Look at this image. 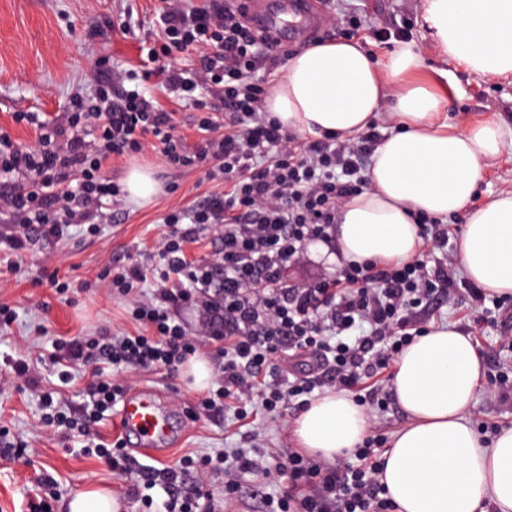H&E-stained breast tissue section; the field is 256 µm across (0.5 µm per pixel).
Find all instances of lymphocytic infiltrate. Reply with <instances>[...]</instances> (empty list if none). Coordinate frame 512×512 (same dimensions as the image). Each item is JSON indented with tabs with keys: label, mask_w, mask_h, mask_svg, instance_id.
<instances>
[{
	"label": "lymphocytic infiltrate",
	"mask_w": 512,
	"mask_h": 512,
	"mask_svg": "<svg viewBox=\"0 0 512 512\" xmlns=\"http://www.w3.org/2000/svg\"><path fill=\"white\" fill-rule=\"evenodd\" d=\"M162 2L161 34L145 43L148 62L191 48L207 50L194 73L164 72L171 93L204 89L219 99L200 116L197 142L176 134L172 114L152 96L125 88L122 74L98 86L91 98L71 102L62 120L15 113L16 123L36 129L37 147H16L0 133V185L9 188L17 216L0 245L15 252L37 239L62 238L82 224L98 232L108 220L103 203L123 194L121 184L103 174L104 161L139 153L146 141H154L169 166L224 179L223 195L164 217L168 231L153 272L136 264L113 272L108 286L116 296L129 295L145 280L154 282L151 295L131 310L138 333L53 342L52 364L93 369L85 388L89 402L81 417L70 420L71 429L97 436V423L123 395L121 385L105 378L108 366L174 372L207 345L217 373L201 400L206 410L218 414L231 403L244 419L257 404L276 415L307 404L315 393L375 378L422 332L434 306L465 304L469 321L477 325L492 313H512L511 298L490 295L460 277L447 224L425 214L416 222L426 244L441 249L438 260L344 259L334 277L288 283L285 272L303 259L310 242L335 248L338 208L368 188L365 167L381 134L372 127L351 139L299 143L264 112L270 87L259 66L277 64L284 50L229 2L207 10L186 9L183 0ZM68 180L72 188L61 190ZM207 226L218 229L219 246L211 260L190 264L186 247ZM175 275L182 277V287H171ZM198 302L204 313L192 332L175 310ZM377 445L367 440L353 459L333 463L297 448L279 449L289 486L287 494L268 497L269 512H393L378 480ZM97 452L115 474L135 473L128 497L160 489L164 498L157 512H216L213 493L199 483L188 485L191 473L223 474L224 501L230 504L239 497L241 473L266 471L264 457L242 448L216 460L186 458L175 468L136 471L129 458L115 459L105 445Z\"/></svg>",
	"instance_id": "1"
}]
</instances>
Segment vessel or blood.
Returning <instances> with one entry per match:
<instances>
[{
  "mask_svg": "<svg viewBox=\"0 0 512 512\" xmlns=\"http://www.w3.org/2000/svg\"><path fill=\"white\" fill-rule=\"evenodd\" d=\"M243 10L264 34L281 41L280 28L267 17L260 0H245ZM288 15L299 34L308 38L318 35L322 20L320 0H288ZM113 424L122 439L135 442L139 454L158 460L164 456L165 446L173 442L176 419L157 390L143 387L125 397Z\"/></svg>",
  "mask_w": 512,
  "mask_h": 512,
  "instance_id": "vessel-or-blood-1",
  "label": "vessel or blood"
}]
</instances>
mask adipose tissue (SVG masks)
<instances>
[{"label": "adipose tissue", "instance_id": "ef3b65f1", "mask_svg": "<svg viewBox=\"0 0 512 512\" xmlns=\"http://www.w3.org/2000/svg\"><path fill=\"white\" fill-rule=\"evenodd\" d=\"M433 49L483 76L512 75V0H422ZM421 48L401 41L376 63L360 40L316 43L288 55L265 101L285 129L347 139L375 122L397 133L375 148L370 189L343 202L336 252L360 261L419 255L413 214H465L456 261L472 282L512 295V191L476 202L488 167L512 146V124L485 121L458 131L442 99L415 82ZM484 376L472 336L433 326L395 361L391 388L409 422L386 448L379 475L397 512H512V427L485 440L467 416ZM300 448L323 459L365 439L368 419L345 392L316 397L294 420Z\"/></svg>", "mask_w": 512, "mask_h": 512}]
</instances>
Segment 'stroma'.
I'll return each mask as SVG.
<instances>
[{"label":"stroma","instance_id":"35a3bbf8","mask_svg":"<svg viewBox=\"0 0 512 512\" xmlns=\"http://www.w3.org/2000/svg\"><path fill=\"white\" fill-rule=\"evenodd\" d=\"M159 6L160 0H0V131L19 147H33L35 132L16 124L13 113L42 112L58 119L73 97L92 95L112 69L141 73L140 47L159 31ZM323 8L329 17L358 16L357 37L376 60H383L400 35L415 40L425 55L418 78L443 97L449 124L461 128L486 120L512 122V76L475 75L434 54L420 0H324ZM125 20L130 27L124 32L119 25ZM143 86L160 107L172 112L177 134L195 141L194 106L169 93L161 73H153ZM134 167L150 170L159 184L150 204L122 198L113 206L116 221L95 236L76 229L67 239L40 241L18 254L0 250V304L17 313L16 320L0 330V439L24 447L20 457L0 458V512H27L47 475L58 483L60 499L54 512H67L70 498L90 484L110 489L122 512H145L141 502L127 497L124 479L113 475L97 456L85 454L78 438L44 425L40 391L13 377L14 364L28 363L41 378V391L55 392L71 414H82L90 370L78 365L69 380L60 379L57 369L46 362L53 341L61 336L135 332L130 311L136 297L113 298L100 273L132 263L156 264L158 241L166 231L163 216L224 191L222 180L208 179L201 170L172 168L149 148L134 156L110 157L104 173L121 182ZM53 274L68 283L67 293H56L48 284ZM111 378L132 390L157 389L172 411L191 408V420L168 452L166 465H178L187 454L212 456L244 447L243 429L232 412L213 415L202 409V390L190 387L182 374L170 377L129 368L112 372ZM376 386L388 400L384 409L369 413L368 435L388 441L408 419L390 395L389 374H382ZM297 414L292 407L278 417L257 414L254 427L262 433L264 452L295 447L292 422ZM468 417L480 432L490 425L511 426L512 399L500 400L489 381H482ZM268 465L265 478L241 474L242 498L234 502L232 512H265L267 494L287 491L288 478L279 472L276 460Z\"/></svg>","mask_w":512,"mask_h":512}]
</instances>
